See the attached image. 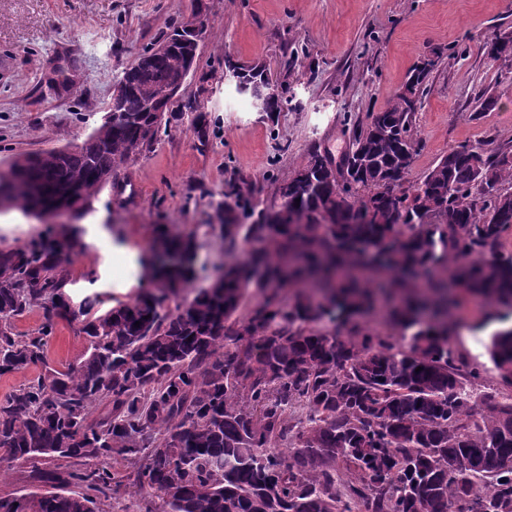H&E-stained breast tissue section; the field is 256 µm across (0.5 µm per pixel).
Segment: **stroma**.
Masks as SVG:
<instances>
[{
  "instance_id": "35a3bbf8",
  "label": "stroma",
  "mask_w": 512,
  "mask_h": 512,
  "mask_svg": "<svg viewBox=\"0 0 512 512\" xmlns=\"http://www.w3.org/2000/svg\"><path fill=\"white\" fill-rule=\"evenodd\" d=\"M203 24L194 68L145 155L117 169L83 219L69 266L75 297L104 307L131 301L146 271L123 255L103 264L115 240L141 255L159 225L194 232L196 265L213 268L224 246L210 226L236 177L270 200L311 143L334 156L349 147L347 116L383 109L414 68L431 61L415 124L421 148L408 176L419 180L459 146L512 141V66L487 47L512 32V0H0V170L16 158L82 142L108 112L125 69L172 28ZM265 68L281 103L275 118L224 80L226 63ZM498 101L475 114L484 90ZM204 115L207 142L192 122ZM46 221L0 210V248L27 241ZM457 354L488 388L498 372L486 350L501 329L495 306L463 296L451 316ZM88 344L77 323L59 322L50 368L80 363ZM100 496V512H161L157 494L126 481Z\"/></svg>"
}]
</instances>
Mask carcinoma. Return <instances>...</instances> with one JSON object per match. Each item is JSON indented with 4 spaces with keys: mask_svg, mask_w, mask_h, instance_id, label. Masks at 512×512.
Wrapping results in <instances>:
<instances>
[{
    "mask_svg": "<svg viewBox=\"0 0 512 512\" xmlns=\"http://www.w3.org/2000/svg\"><path fill=\"white\" fill-rule=\"evenodd\" d=\"M191 51H145L84 141L12 163L10 206L61 200L76 223L0 250V376L46 366L61 320L79 323L89 355L0 398V468L66 460L46 477L80 490L0 498V512H96L118 458L163 512H512V327L487 345L495 394L450 341L457 289L512 316V146L450 150L407 187L420 139L399 95L356 118L340 160L311 145L261 210L252 185L228 181L234 206L210 225L228 260L192 300H175L196 278L187 264L100 315L73 307L78 221L156 141L152 109ZM487 54L512 62V42ZM428 74L409 78L417 99ZM243 77L273 117L264 70ZM160 237L171 255L197 247L165 225ZM383 302L399 342L360 323ZM33 308L40 327L17 335L12 319ZM96 403L109 411L90 422Z\"/></svg>",
    "mask_w": 512,
    "mask_h": 512,
    "instance_id": "1",
    "label": "carcinoma"
}]
</instances>
